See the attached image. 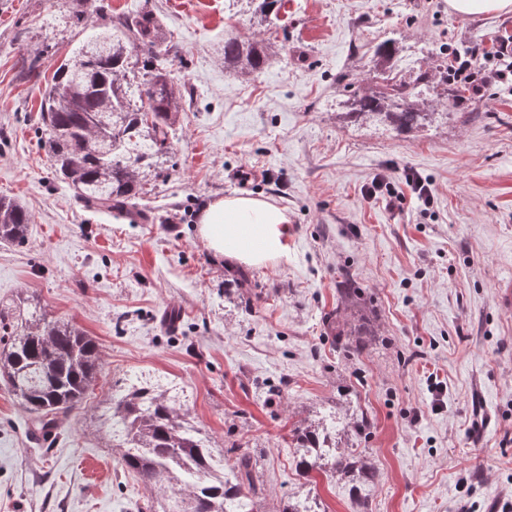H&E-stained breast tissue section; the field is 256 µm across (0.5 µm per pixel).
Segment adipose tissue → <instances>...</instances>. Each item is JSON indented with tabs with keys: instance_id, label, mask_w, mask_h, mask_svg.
I'll return each mask as SVG.
<instances>
[{
	"instance_id": "ef3b65f1",
	"label": "adipose tissue",
	"mask_w": 512,
	"mask_h": 512,
	"mask_svg": "<svg viewBox=\"0 0 512 512\" xmlns=\"http://www.w3.org/2000/svg\"><path fill=\"white\" fill-rule=\"evenodd\" d=\"M286 212L256 197L212 201L202 211L198 233L208 248L249 265H261L284 250Z\"/></svg>"
}]
</instances>
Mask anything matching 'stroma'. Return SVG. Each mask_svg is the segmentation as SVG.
<instances>
[{
  "instance_id": "35a3bbf8",
  "label": "stroma",
  "mask_w": 512,
  "mask_h": 512,
  "mask_svg": "<svg viewBox=\"0 0 512 512\" xmlns=\"http://www.w3.org/2000/svg\"><path fill=\"white\" fill-rule=\"evenodd\" d=\"M151 12L180 92L164 153L130 223L91 210L54 171L41 129L60 63L115 14ZM272 45L266 66H224L228 37ZM413 82L440 52L512 41V13L461 15L448 0H287L258 21L247 0H0V196L30 213L0 244V306L39 301L100 347L83 404L44 436L0 377V512H158L103 426L113 392L163 387L225 462H259L270 512H512V90L424 108L400 133L344 118L379 83L375 46ZM250 173L249 183L238 181ZM381 173L392 206L364 195ZM422 177V205L406 182ZM249 195L288 215L282 257L251 266L197 232L213 200ZM251 279L240 293L237 273ZM357 290L349 349L330 327ZM367 414L368 427L355 426ZM336 427L376 477L362 487L295 468L296 429Z\"/></svg>"
}]
</instances>
